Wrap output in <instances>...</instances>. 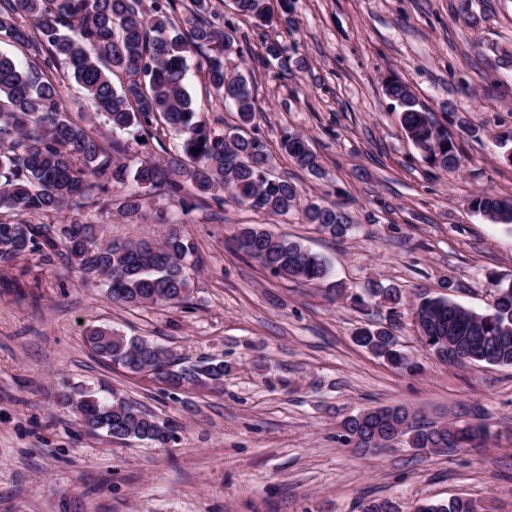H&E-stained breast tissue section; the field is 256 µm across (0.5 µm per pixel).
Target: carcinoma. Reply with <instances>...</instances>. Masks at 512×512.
<instances>
[{"instance_id": "carcinoma-1", "label": "carcinoma", "mask_w": 512, "mask_h": 512, "mask_svg": "<svg viewBox=\"0 0 512 512\" xmlns=\"http://www.w3.org/2000/svg\"><path fill=\"white\" fill-rule=\"evenodd\" d=\"M236 12L258 27L277 19L274 0H234ZM213 0H190L177 11L176 0H0V41L20 47L22 66L0 54V263L40 254H60L80 272L82 280L101 282L107 297L130 308L146 305L183 306L199 271L197 250L179 229L167 226L162 239L105 240L91 218L79 214L88 203L100 211H117L129 220L141 214L156 196L194 208L208 199L223 204L228 197L256 212L285 217L343 237L352 228L344 204L301 199L297 184L272 173L270 152L256 133L255 99L244 71L226 67V56L243 54L234 34L212 21ZM283 46L265 42L261 61L284 71ZM196 59L207 88L236 112L235 125L211 126L198 116L187 90L188 58ZM127 81L116 88L112 76ZM83 89L86 107L79 117L61 92L62 78ZM385 94L400 107L398 118L407 138L431 169L455 173L461 148L441 122L399 79L385 83ZM104 117L126 139L107 140L93 130L90 114ZM179 137L175 153L163 161L137 157L134 146L160 139L162 131ZM145 141H140V138ZM279 147L298 166L316 174L320 167L308 139L284 132ZM198 149L192 153L191 149ZM129 184L137 190L113 199L110 191ZM470 208L494 224L512 226V196L481 192ZM75 216L58 224H37L32 216ZM233 250L259 263L276 278L320 285L332 276L329 262L301 243L260 224H240L232 236ZM492 305L474 312L448 295L422 294L415 305L419 335L441 363L458 366L484 363L512 366V285L488 275ZM403 300L395 287L368 289L355 297L366 310L376 303L390 315ZM396 324L362 328L355 343L387 365L410 375L421 366L398 348ZM86 343L99 359L132 375L149 373L160 382L179 386L219 384L224 362L214 359L185 363L163 346L142 336H127L91 326ZM59 403L78 416L89 431L104 432L114 441L136 439L164 446L173 427L123 401H105L90 394L59 396ZM395 423L404 424L403 442L418 449L482 448L491 440L488 425H438L404 406L370 407L344 420L340 438L357 454H369ZM414 512H476L475 501L452 497L426 502Z\"/></svg>"}]
</instances>
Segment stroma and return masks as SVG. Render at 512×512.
I'll use <instances>...</instances> for the list:
<instances>
[{"label":"stroma","mask_w":512,"mask_h":512,"mask_svg":"<svg viewBox=\"0 0 512 512\" xmlns=\"http://www.w3.org/2000/svg\"><path fill=\"white\" fill-rule=\"evenodd\" d=\"M214 5L241 47L275 39L293 63L287 75L250 63L274 172L304 198L345 203L354 228L335 238L230 201L184 212L159 198L132 222L94 215L107 239L158 238L159 211L179 223L202 265L178 307L116 306L58 258L0 264V512H361L374 499L413 512L456 495L512 512V367L439 363L405 312L398 341L423 370L403 373L356 345L380 311L350 302L375 281L410 300L450 281L452 298L481 313L488 274L512 280V228L468 205L480 191L512 195V163L495 143L512 131V0H293L292 24L264 29ZM391 78L446 117L458 172H434L416 152L383 93ZM286 128L308 137L319 174L280 153ZM240 224L326 256L331 285L274 278L241 259L231 248ZM91 326L148 337L187 363L222 360L224 384L172 390L129 375L87 348ZM78 390L146 408L175 442L87 431L58 402ZM395 405L439 424L471 420L477 406L494 438L454 453L341 445L346 417Z\"/></svg>","instance_id":"35a3bbf8"}]
</instances>
